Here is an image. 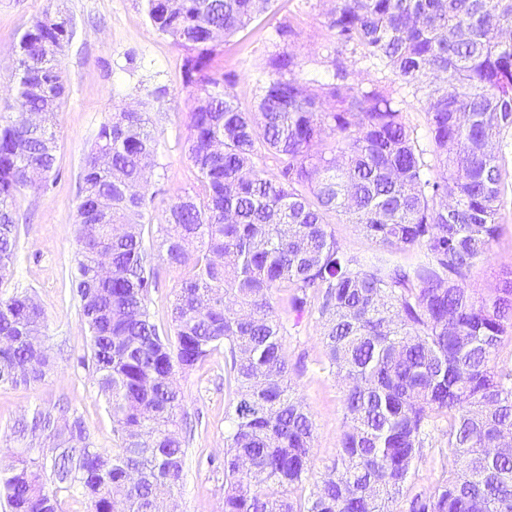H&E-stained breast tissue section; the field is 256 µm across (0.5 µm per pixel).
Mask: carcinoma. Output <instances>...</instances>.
<instances>
[{
	"mask_svg": "<svg viewBox=\"0 0 512 512\" xmlns=\"http://www.w3.org/2000/svg\"><path fill=\"white\" fill-rule=\"evenodd\" d=\"M144 2L152 27L187 51L196 186L162 223L147 221L150 118L127 110L100 126L84 158L73 282L118 447L91 446L79 415L36 409L15 433L53 439V470L35 458L0 468L10 512H59L62 492L85 512H156L183 486L176 375L220 347L236 397L223 512H391L436 434L459 468L406 495L404 512H512V450L493 451L512 431V368L497 362L512 338V265L488 295L464 286L499 234L504 164L493 144L512 130V0H333L327 80L301 77L296 57L278 52L256 78L255 112L240 110L210 61L216 39L272 0ZM66 23L37 18L16 45L14 116L0 124V284L16 260L15 197L54 172ZM348 46L421 93L428 145L384 88L350 81ZM270 158L276 174L260 168ZM333 215L377 252L348 254ZM410 250L414 262L395 260ZM165 268L183 270L171 334L149 311ZM275 292L297 323L318 312L325 368L345 384L336 459L305 499L315 426L289 381ZM45 328L30 295L0 297V336L12 338L0 345V386L53 373Z\"/></svg>",
	"mask_w": 512,
	"mask_h": 512,
	"instance_id": "obj_1",
	"label": "carcinoma"
}]
</instances>
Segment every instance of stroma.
<instances>
[{
    "label": "stroma",
    "instance_id": "stroma-1",
    "mask_svg": "<svg viewBox=\"0 0 512 512\" xmlns=\"http://www.w3.org/2000/svg\"><path fill=\"white\" fill-rule=\"evenodd\" d=\"M332 0H272L244 30L216 46L214 67L230 77L232 92L243 111L256 107L255 78L276 52L275 31L292 27L288 50L303 66L304 75L328 68L326 48L331 41L325 26ZM65 18L72 36L59 56L66 93L55 118L57 152L54 172L38 193L23 192L13 208L18 222V250L12 279L1 294L26 291L46 315V343L58 362L56 372L31 387H0V466L26 451L17 441L13 423L36 407L68 405L83 418L93 447L116 446L112 419L86 362L88 342L79 302L72 290L75 269L77 206L81 200L84 158L100 125L124 109L147 112L158 140L160 165L148 174L147 211L159 222L172 201L191 191L195 173L183 149L184 52L148 23L143 0H0V123L13 112L14 45L40 16ZM348 62L359 85L385 87L401 100L407 124L425 136L426 116L411 88L390 72L369 67L359 54ZM496 149L506 154L505 202L499 219L500 235L492 246L495 260L479 263L466 281L480 292L496 284L500 264L512 262V130L502 133ZM283 350L292 368V386L311 412L315 424L310 480H319L336 457L343 429V387L322 368L324 328L317 316L294 322ZM187 423L191 430L185 448L183 490L164 504L166 512H222L224 500V416L233 400L224 383V353L215 351L193 371L178 375ZM436 438L408 484L410 491L441 485L453 459L442 453Z\"/></svg>",
    "mask_w": 512,
    "mask_h": 512
}]
</instances>
